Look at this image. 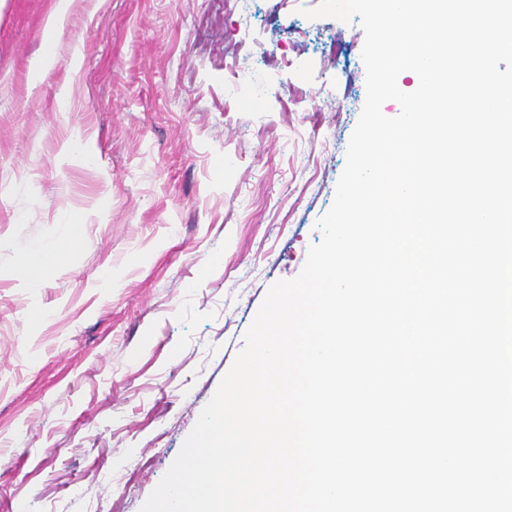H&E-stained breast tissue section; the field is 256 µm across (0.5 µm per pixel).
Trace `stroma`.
I'll return each instance as SVG.
<instances>
[{"label":"stroma","instance_id":"35a3bbf8","mask_svg":"<svg viewBox=\"0 0 512 512\" xmlns=\"http://www.w3.org/2000/svg\"><path fill=\"white\" fill-rule=\"evenodd\" d=\"M52 2L0 0V512H140L322 237L365 34L321 0H72L37 82Z\"/></svg>","mask_w":512,"mask_h":512}]
</instances>
